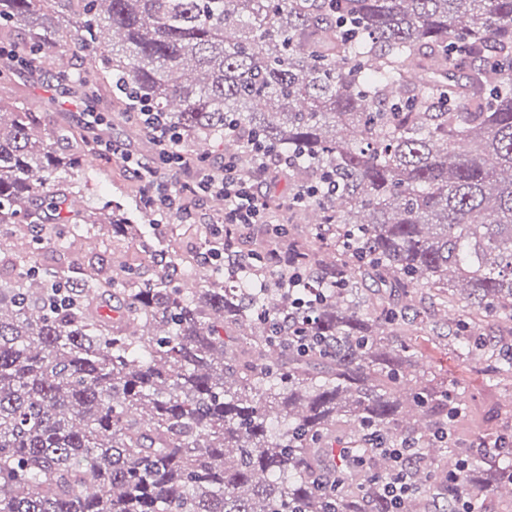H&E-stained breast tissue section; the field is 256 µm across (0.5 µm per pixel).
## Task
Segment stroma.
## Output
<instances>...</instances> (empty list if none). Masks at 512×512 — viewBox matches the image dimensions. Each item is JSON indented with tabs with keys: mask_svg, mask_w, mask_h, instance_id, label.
<instances>
[{
	"mask_svg": "<svg viewBox=\"0 0 512 512\" xmlns=\"http://www.w3.org/2000/svg\"><path fill=\"white\" fill-rule=\"evenodd\" d=\"M111 44L99 42L86 50L78 48L69 39L62 37L60 54L70 60V80L57 79L55 65L13 64L11 80L0 89V94L15 99L36 111L42 112L46 130H53L57 123L69 124L76 134L96 139L97 132L88 128L84 115L88 112H107L108 133L113 139L122 141L128 151L135 155H149L154 151L149 134L143 132L125 114L108 111L105 91L76 89L74 75L87 72L88 68L100 65ZM82 179L88 180L89 190L79 192L82 207L98 208L105 202L126 197L128 201L144 199L142 184L132 176L125 164L117 158L103 163L99 155H88ZM218 209L214 201L197 206L190 217L178 214L156 217L149 215L152 222V236L157 248L182 260L184 268L178 273L176 284L181 288L194 287L195 282L187 271L206 245L205 226L209 224ZM74 249L79 258L100 260L117 266L126 265L142 276H151L154 269L152 255L137 243L104 233L79 240ZM416 349L424 355L428 368L436 374L457 378L454 390L460 403L469 405L482 420L483 429H500L512 433V405L504 400V388L492 389L483 382L485 369L482 364L458 357L448 344L447 337L437 335L432 328H425L419 336L413 337Z\"/></svg>",
	"mask_w": 512,
	"mask_h": 512,
	"instance_id": "obj_1",
	"label": "stroma"
}]
</instances>
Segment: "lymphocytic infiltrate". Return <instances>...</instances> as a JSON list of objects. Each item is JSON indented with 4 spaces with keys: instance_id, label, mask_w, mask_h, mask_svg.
Wrapping results in <instances>:
<instances>
[{
    "instance_id": "obj_1",
    "label": "lymphocytic infiltrate",
    "mask_w": 512,
    "mask_h": 512,
    "mask_svg": "<svg viewBox=\"0 0 512 512\" xmlns=\"http://www.w3.org/2000/svg\"><path fill=\"white\" fill-rule=\"evenodd\" d=\"M144 123L150 128L156 146L147 158L133 156L117 140L100 142L98 149L110 157L120 158L137 180L148 188L146 206L154 214L170 212L190 214L191 208L201 199L220 196L224 199V210L213 217L207 226L208 247L202 254L205 263L225 260L228 268H238L234 233L236 230L269 221L265 195L259 190L261 177L273 173H285L296 167L299 156L270 150L260 139H252L250 159L251 174L242 173L235 155H228L220 167L208 164L191 165L186 155L177 150V129L157 112H142ZM185 168L189 177L182 189L175 190L165 181V172ZM393 461L389 478L383 481V490L394 512H399L404 500L416 491L411 476L405 467L408 449L392 448L388 451Z\"/></svg>"
}]
</instances>
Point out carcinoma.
I'll use <instances>...</instances> for the list:
<instances>
[{"instance_id": "carcinoma-1", "label": "carcinoma", "mask_w": 512, "mask_h": 512, "mask_svg": "<svg viewBox=\"0 0 512 512\" xmlns=\"http://www.w3.org/2000/svg\"><path fill=\"white\" fill-rule=\"evenodd\" d=\"M63 20L81 46L122 42L93 81L165 113L185 147L231 126L245 162L250 135L302 154L290 189L335 179L302 210L336 225V245L330 261L290 245L324 294L307 314L248 266L188 293L173 260L149 278L44 270L36 202L65 254L102 225L144 245L148 229L117 201L64 210L87 147L60 151L70 130L43 133L0 95V240L21 246L0 256V512H328L330 456L333 512H390L374 432L411 444L418 492L401 512L458 498L512 512V445L474 454L470 412L448 415V383L400 337L426 296L488 386L512 381V0H0L30 62L55 54ZM397 290L407 302L385 304ZM288 314L332 348L276 339Z\"/></svg>"}]
</instances>
